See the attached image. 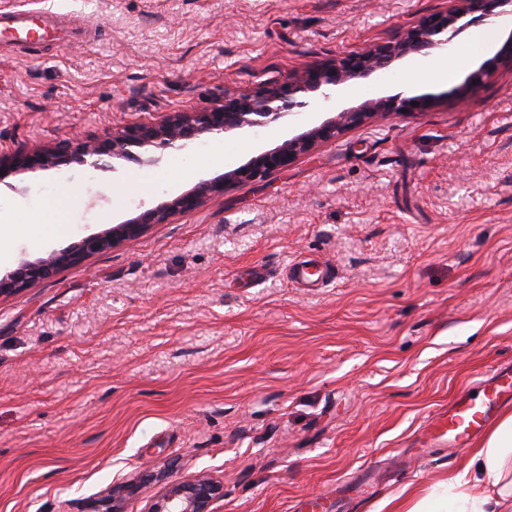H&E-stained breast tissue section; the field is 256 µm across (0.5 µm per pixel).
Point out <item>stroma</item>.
I'll return each mask as SVG.
<instances>
[{"label":"stroma","mask_w":512,"mask_h":512,"mask_svg":"<svg viewBox=\"0 0 512 512\" xmlns=\"http://www.w3.org/2000/svg\"><path fill=\"white\" fill-rule=\"evenodd\" d=\"M77 21L26 52L0 37V154L203 110L396 39L448 0H18ZM422 58L346 86L398 94ZM413 85L388 114L287 168L0 300V512H90L113 486L144 512L206 473L212 512H302L349 489L378 512L430 493L470 449L427 447L429 417L512 366V64L481 85ZM324 113L201 138L159 166L19 175L0 214L43 212L0 273L233 170ZM300 260L316 282L291 283Z\"/></svg>","instance_id":"35a3bbf8"}]
</instances>
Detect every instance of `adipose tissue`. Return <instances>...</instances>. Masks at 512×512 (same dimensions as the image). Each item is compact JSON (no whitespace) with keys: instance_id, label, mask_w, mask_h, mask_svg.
<instances>
[{"instance_id":"obj_1","label":"adipose tissue","mask_w":512,"mask_h":512,"mask_svg":"<svg viewBox=\"0 0 512 512\" xmlns=\"http://www.w3.org/2000/svg\"><path fill=\"white\" fill-rule=\"evenodd\" d=\"M444 488L443 495L423 499L411 512H512V415L489 432Z\"/></svg>"}]
</instances>
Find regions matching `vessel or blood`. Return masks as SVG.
<instances>
[{"label": "vessel or blood", "instance_id": "vessel-or-blood-1", "mask_svg": "<svg viewBox=\"0 0 512 512\" xmlns=\"http://www.w3.org/2000/svg\"><path fill=\"white\" fill-rule=\"evenodd\" d=\"M6 23L21 32V44L33 42L38 33L37 26H56L59 16L44 9L38 12L11 10L6 12ZM512 395V368L503 367L485 381L483 393L472 396L469 392L457 395L452 405L438 412L428 424L431 446L462 449L494 420L503 398Z\"/></svg>", "mask_w": 512, "mask_h": 512}]
</instances>
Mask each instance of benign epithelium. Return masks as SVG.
Wrapping results in <instances>:
<instances>
[{"label": "benign epithelium", "instance_id": "1", "mask_svg": "<svg viewBox=\"0 0 512 512\" xmlns=\"http://www.w3.org/2000/svg\"><path fill=\"white\" fill-rule=\"evenodd\" d=\"M506 0H454L446 11L422 17L393 40L362 53H350L338 61L300 70L284 81L264 84L251 92H223L207 109L175 112L154 124L120 126L103 136L74 135L54 144L22 150L11 156L0 155V185L13 187L10 179L25 172L48 170L62 166H87L96 170L111 167L119 159L140 165H156L161 157H143L132 148H188L205 134H226L256 126H265L285 117L295 108L327 103L348 82L388 69L394 62L431 49H448V32H456L457 22L472 13L482 17L497 15ZM512 63V34L492 59L483 62L467 76L471 85H479L503 62ZM435 104L429 95L400 94L372 99L358 107L336 113L307 131L283 140L272 149L252 157L245 164L211 179L199 181L194 188L174 199L143 210L138 216L112 225L108 230L90 235L46 257L25 260L18 267L0 275V299L15 295L54 276L61 269L75 266L85 259L105 253L122 242L142 235L155 224L165 223L171 216L196 210L209 199L224 194L236 182H253L284 169L293 160L312 152L315 147L345 130L362 125L378 113L400 114L423 112ZM139 485L117 486L98 499L91 512H123L121 492L134 493ZM223 495V485L206 474L165 486L152 497L145 512H210L211 504Z\"/></svg>", "mask_w": 512, "mask_h": 512}]
</instances>
